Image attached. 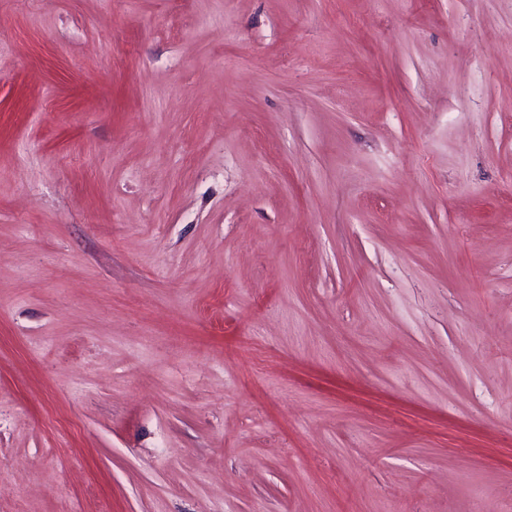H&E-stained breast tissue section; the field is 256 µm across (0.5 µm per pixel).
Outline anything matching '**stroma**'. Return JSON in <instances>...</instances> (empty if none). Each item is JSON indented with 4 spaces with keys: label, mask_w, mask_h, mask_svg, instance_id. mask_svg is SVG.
<instances>
[{
    "label": "stroma",
    "mask_w": 512,
    "mask_h": 512,
    "mask_svg": "<svg viewBox=\"0 0 512 512\" xmlns=\"http://www.w3.org/2000/svg\"><path fill=\"white\" fill-rule=\"evenodd\" d=\"M0 512H512V0H0Z\"/></svg>",
    "instance_id": "obj_1"
}]
</instances>
